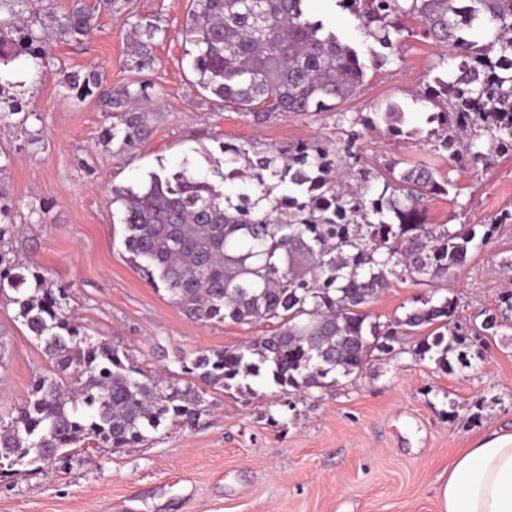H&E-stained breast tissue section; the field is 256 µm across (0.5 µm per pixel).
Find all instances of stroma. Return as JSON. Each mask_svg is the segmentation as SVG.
Wrapping results in <instances>:
<instances>
[{
	"mask_svg": "<svg viewBox=\"0 0 512 512\" xmlns=\"http://www.w3.org/2000/svg\"><path fill=\"white\" fill-rule=\"evenodd\" d=\"M94 7L98 31L85 41H58L23 99L30 116L0 122V199L26 236L20 259L47 269L67 289V308L83 331L126 350L135 366L153 372L162 345L184 356L234 347L269 325H201L186 319L165 290L153 288L129 263L122 210L113 188L142 182L149 172L182 162L211 181L224 166L221 143L280 152L314 139L328 148L357 133L363 166L425 160L450 182L431 196L428 224H470L491 240L470 251L464 268L430 282L393 280L369 305L378 321L404 316L418 298L450 297L464 335L468 365L450 351L451 371L405 351L373 360L361 377L334 390L283 393L264 379L248 390H207L195 427L169 425L138 448H81L68 462L0 472V512H440L437 488L448 466L493 429L512 432V321L485 330L500 313L512 282V153L476 170L457 168L435 149L439 129L426 93L435 78H452L446 51L405 21L394 56L366 70L363 86L323 112L264 122L219 108L201 89L184 27L190 0H131L116 14ZM309 15L341 39L375 47L354 14L337 0H310ZM157 23L155 62L137 71L126 40L130 22ZM97 67L103 89L140 79L154 87L150 137L133 148L103 142L109 120L97 99L78 102L68 73ZM404 111V134L389 137L383 122L367 124L388 104ZM220 181V180H219ZM0 415L19 407L51 365L17 316L0 299Z\"/></svg>",
	"mask_w": 512,
	"mask_h": 512,
	"instance_id": "obj_1",
	"label": "stroma"
}]
</instances>
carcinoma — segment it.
Masks as SVG:
<instances>
[{"instance_id": "carcinoma-1", "label": "carcinoma", "mask_w": 512, "mask_h": 512, "mask_svg": "<svg viewBox=\"0 0 512 512\" xmlns=\"http://www.w3.org/2000/svg\"><path fill=\"white\" fill-rule=\"evenodd\" d=\"M28 0H0V90L16 61L45 59L54 40L82 41L97 29L95 12L80 0L64 12L46 0L44 14ZM307 0H192L185 34L196 49L199 84L218 105L260 122L269 115L321 112L349 98L367 64L359 51L323 23L309 19ZM366 36L393 48L403 21L445 47L458 75L435 79L428 99L441 108V147L460 168L488 166L512 151V0H340ZM481 28L488 40L465 33ZM159 27L131 23L134 66L152 68ZM72 96L92 95L111 119L102 140L133 146L152 132L151 85L133 81L100 91L95 71L67 75ZM391 137L403 135L395 106L379 113ZM486 138L487 149L477 141ZM356 134L332 152L301 143L288 155L267 154L225 142L234 164L222 180L260 192L238 201L188 166L149 174L135 189L112 188L120 203L130 262L190 321L207 324L266 321L273 328L241 345L204 351L188 360L175 353L181 372L212 389L240 390L264 377L286 392L328 389L360 374L373 357L396 353L412 334L416 352L447 354L463 344L456 305L432 295L388 323L372 320L367 306L399 279H438L460 270L475 246L467 224L424 222L429 196L445 194L427 163L385 171L359 166ZM284 187L272 194L268 181ZM266 208L258 209L261 201ZM19 233L11 209L0 203V298L18 305L17 317L53 364L38 377L27 400L0 418V467H28L67 454L80 444L135 448L166 422L193 427L204 411V391L180 389L148 375L109 341H94L65 312L66 289L47 269L23 263L12 242Z\"/></svg>"}]
</instances>
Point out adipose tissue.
<instances>
[{
	"label": "adipose tissue",
	"mask_w": 512,
	"mask_h": 512,
	"mask_svg": "<svg viewBox=\"0 0 512 512\" xmlns=\"http://www.w3.org/2000/svg\"><path fill=\"white\" fill-rule=\"evenodd\" d=\"M441 512H512V433H488L438 488Z\"/></svg>",
	"instance_id": "1"
}]
</instances>
